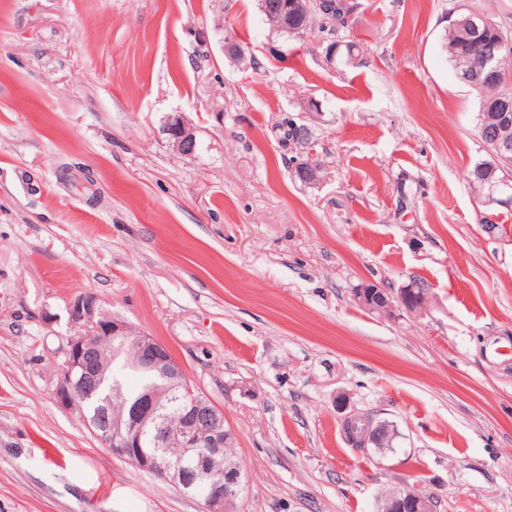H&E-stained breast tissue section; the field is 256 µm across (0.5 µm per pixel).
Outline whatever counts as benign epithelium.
Masks as SVG:
<instances>
[{"label": "benign epithelium", "instance_id": "obj_1", "mask_svg": "<svg viewBox=\"0 0 512 512\" xmlns=\"http://www.w3.org/2000/svg\"><path fill=\"white\" fill-rule=\"evenodd\" d=\"M266 14L276 13L278 28H288V11L305 18L323 11V0H291L279 4L275 0H259ZM506 125L505 114L497 105L487 106L479 126L480 133H492ZM168 134L175 149L194 153L197 139L194 129L181 118L169 120ZM488 191L484 203L497 201L498 194L512 193V177L487 178ZM356 299L364 308L386 312L394 306L413 311L425 302V295L415 296L407 290L392 296L375 286L358 290ZM69 337L66 359L57 378L54 399L58 405L82 417L87 428L107 445L112 454L151 471L180 488L187 496L202 501L205 512H224V502L237 495L243 481L242 469L229 465L216 472L213 461L224 451V422L215 405L201 394L187 390L190 400L182 414L179 428L169 429L160 413L170 396L186 386L181 366L165 345L156 338L139 332L108 314L100 298L88 291L66 307ZM115 336H132L136 353L126 364L157 373L166 380L147 389L134 410L125 416L112 415V390L107 384L112 373L95 358L99 345ZM152 434L156 449L143 447L146 434ZM432 509L427 497L409 492L394 500L391 512H428Z\"/></svg>", "mask_w": 512, "mask_h": 512}]
</instances>
